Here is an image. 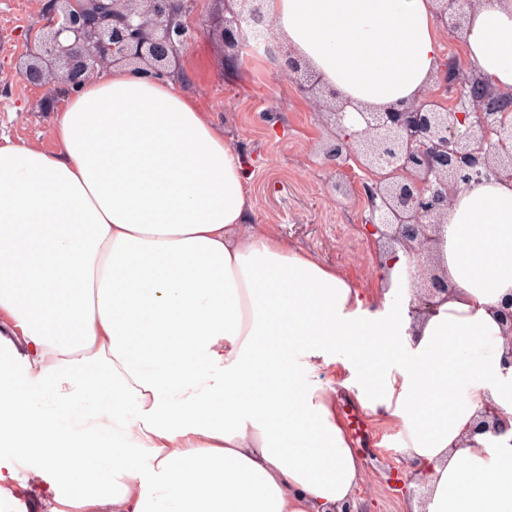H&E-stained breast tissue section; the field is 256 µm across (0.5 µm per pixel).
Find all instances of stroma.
<instances>
[{
    "instance_id": "35a3bbf8",
    "label": "stroma",
    "mask_w": 512,
    "mask_h": 512,
    "mask_svg": "<svg viewBox=\"0 0 512 512\" xmlns=\"http://www.w3.org/2000/svg\"><path fill=\"white\" fill-rule=\"evenodd\" d=\"M49 0H0V137L44 150L57 147L56 115L44 111L42 89L24 83L17 63L29 35L42 24ZM180 88L221 130L225 142L248 163L251 223L288 238L320 263L336 268L363 291L382 285L363 220V199L335 190L334 169L324 150L334 141L318 106L295 80L273 70L250 48L233 49L199 37L180 60ZM321 381L336 390V412L350 426L364 480L355 494L361 512H405L407 497L396 485L410 475L405 436L388 416L363 407L350 372L325 371ZM31 471L15 463L5 485L10 512H43Z\"/></svg>"
}]
</instances>
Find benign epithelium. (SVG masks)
<instances>
[{
	"mask_svg": "<svg viewBox=\"0 0 512 512\" xmlns=\"http://www.w3.org/2000/svg\"><path fill=\"white\" fill-rule=\"evenodd\" d=\"M209 26L207 34L230 47L248 43L249 33L272 34L266 0H237ZM476 0H434L436 23L455 32L463 28ZM194 0H53L40 31L30 39L19 75L46 90L51 110L59 92L78 88L116 66H130L151 77L177 75V66L201 30L190 22ZM263 52L282 75L299 81L315 99L336 140L326 158L344 172L352 160L362 171H383L371 183L350 190L366 199L365 223L383 241L398 244L410 257L403 277L410 282L408 315L417 319L437 310L453 284L439 262L441 228L457 194L490 180L512 183V91L501 92L480 79L461 78L458 64L437 71V89L409 103L359 109L364 128L346 133L343 121L351 102L340 98L319 74L274 38ZM498 314L512 345V294ZM508 424L498 408L485 405L476 433H499Z\"/></svg>",
	"mask_w": 512,
	"mask_h": 512,
	"instance_id": "7a95c632",
	"label": "benign epithelium"
}]
</instances>
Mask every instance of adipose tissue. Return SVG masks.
Masks as SVG:
<instances>
[{"label":"adipose tissue","mask_w":512,"mask_h":512,"mask_svg":"<svg viewBox=\"0 0 512 512\" xmlns=\"http://www.w3.org/2000/svg\"><path fill=\"white\" fill-rule=\"evenodd\" d=\"M274 30L356 106L415 99L433 0H267ZM469 67L512 91V0L468 12ZM56 150L0 145V483L47 512H338L363 479L319 372L346 346L363 406L418 463L407 512H512V183L461 191L455 285L419 322L251 223L240 154L169 78L115 67L67 92ZM506 434L471 435L486 402ZM499 314L500 321L502 322V326H505V335L506 338L511 344L510 351L504 355L502 366L504 369H508L512 367V294H509L503 302H501L499 309L497 310ZM31 474L35 475L23 463L14 462V479L7 485L1 484L2 489L5 490L4 500L14 498L9 502V512H43L40 480L38 478L36 484L30 485L28 479ZM19 498L26 501L29 509L26 508L25 503L20 502Z\"/></svg>","instance_id":"obj_1"}]
</instances>
